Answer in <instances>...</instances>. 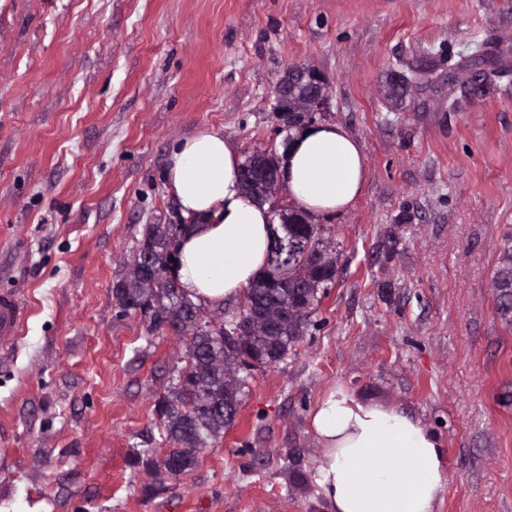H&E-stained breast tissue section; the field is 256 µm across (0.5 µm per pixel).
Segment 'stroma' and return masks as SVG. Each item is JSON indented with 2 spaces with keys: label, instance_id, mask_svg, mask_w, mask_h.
Here are the masks:
<instances>
[{
  "label": "stroma",
  "instance_id": "35a3bbf8",
  "mask_svg": "<svg viewBox=\"0 0 512 512\" xmlns=\"http://www.w3.org/2000/svg\"><path fill=\"white\" fill-rule=\"evenodd\" d=\"M496 62L490 90L452 82ZM325 74L322 123L362 150L361 195L317 217L336 279L303 340L240 373L233 424L180 476L158 416L184 336L113 288L149 224H178L171 150L221 132L280 149L273 84ZM421 71L403 99L395 73ZM512 0H6L0 8V512H328L309 416L331 388L442 443L435 512H512ZM492 283L498 307L504 315H508L512 312V234L504 239ZM23 310L17 299L7 292L0 293V347L14 340L21 320Z\"/></svg>",
  "mask_w": 512,
  "mask_h": 512
}]
</instances>
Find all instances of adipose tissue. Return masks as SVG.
<instances>
[{"mask_svg": "<svg viewBox=\"0 0 512 512\" xmlns=\"http://www.w3.org/2000/svg\"><path fill=\"white\" fill-rule=\"evenodd\" d=\"M240 157L222 133L203 131L172 149L167 182L196 229L178 246V284L196 304L236 298L265 266L279 219L245 193ZM280 177L309 215L346 209L366 178L361 147L340 125L293 133ZM322 448L316 482L329 512H435L447 482L444 449L422 421L398 408L331 388L310 415Z\"/></svg>", "mask_w": 512, "mask_h": 512, "instance_id": "obj_1", "label": "adipose tissue"}]
</instances>
